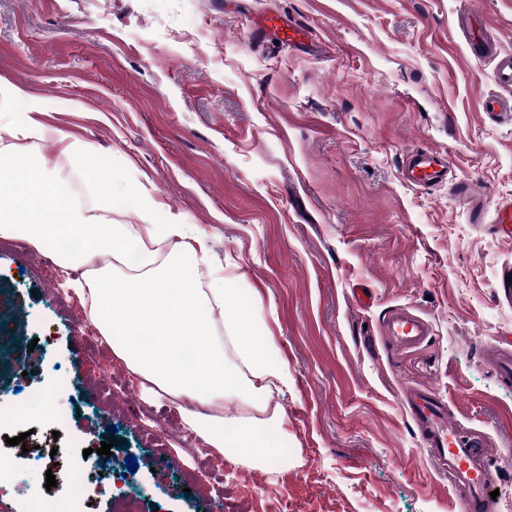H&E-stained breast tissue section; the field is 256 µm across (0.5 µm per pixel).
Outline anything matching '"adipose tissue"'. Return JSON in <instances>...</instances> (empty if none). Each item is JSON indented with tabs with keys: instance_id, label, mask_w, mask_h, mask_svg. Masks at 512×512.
Returning <instances> with one entry per match:
<instances>
[{
	"instance_id": "1",
	"label": "adipose tissue",
	"mask_w": 512,
	"mask_h": 512,
	"mask_svg": "<svg viewBox=\"0 0 512 512\" xmlns=\"http://www.w3.org/2000/svg\"><path fill=\"white\" fill-rule=\"evenodd\" d=\"M12 168L27 181L18 184L0 171V236L30 239L41 251L71 237L84 240L82 252L60 255L59 263L93 266L91 277L71 286L142 390L168 398L210 451L249 469L280 458L288 433L271 394L287 391L288 373L273 360L276 347L262 321L241 307L238 285L225 276L209 236L189 234L176 213L156 223L155 199L139 196L134 183L125 190L139 198L140 221L117 224L61 194L67 177L46 156L20 157ZM189 267L206 270L216 287L187 277ZM100 281L105 289H97ZM144 332L152 338L147 348L137 340ZM192 344L197 351L189 365L184 353ZM228 401L249 407V414L224 413Z\"/></svg>"
}]
</instances>
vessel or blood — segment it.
I'll return each instance as SVG.
<instances>
[{
	"label": "vessel or blood",
	"mask_w": 512,
	"mask_h": 512,
	"mask_svg": "<svg viewBox=\"0 0 512 512\" xmlns=\"http://www.w3.org/2000/svg\"><path fill=\"white\" fill-rule=\"evenodd\" d=\"M466 42L474 59L490 54L489 23L471 15L463 23ZM405 180L420 188H430L448 178V161L430 149L410 150L403 171ZM495 231L512 239V199L496 205ZM383 344L393 355L419 347L431 334L429 322L421 315L402 307L391 310L381 325ZM481 350L491 359V366L502 379H512V342L482 344ZM403 406L416 422L426 454L435 469L446 472L456 493L460 512H493L494 502L488 489L494 475L485 464L488 437L485 432L459 426L449 400L426 388H407Z\"/></svg>",
	"instance_id": "1"
}]
</instances>
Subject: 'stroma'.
<instances>
[{"label":"stroma","instance_id":"1","mask_svg":"<svg viewBox=\"0 0 512 512\" xmlns=\"http://www.w3.org/2000/svg\"><path fill=\"white\" fill-rule=\"evenodd\" d=\"M470 11L512 53V0H0V81L24 93H0V110L20 120L38 104L48 130L94 149L109 191L134 182L157 221L178 213L214 236L291 379L274 397L287 465L199 451L175 407L84 334L65 272L0 248V399L50 388L57 366L74 379L57 396L65 431L34 422L20 483L44 485L47 456L64 468L92 448V512H459L401 405L421 386L489 434L494 512H512V381L478 349L512 338V302L497 295L512 239L493 229L496 201L512 198V121L480 112L512 88L494 60L470 58ZM269 17L306 42H281ZM418 147L446 155L452 181L406 183ZM397 306L432 334L391 358L379 326Z\"/></svg>","mask_w":512,"mask_h":512}]
</instances>
